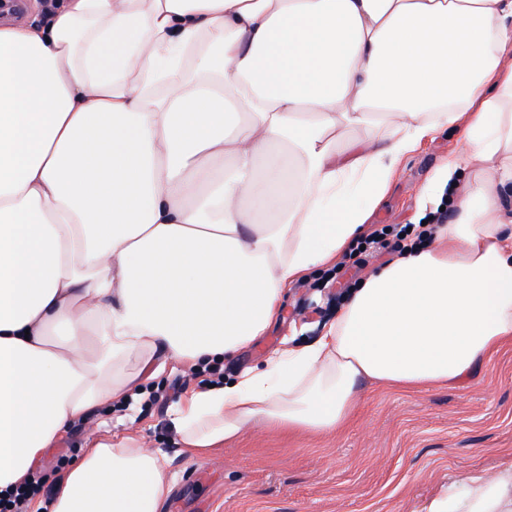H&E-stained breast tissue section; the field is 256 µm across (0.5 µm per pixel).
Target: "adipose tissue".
<instances>
[{"label": "adipose tissue", "instance_id": "adipose-tissue-1", "mask_svg": "<svg viewBox=\"0 0 512 512\" xmlns=\"http://www.w3.org/2000/svg\"><path fill=\"white\" fill-rule=\"evenodd\" d=\"M446 130L464 149L418 193L454 220L313 344L177 402L200 459L256 420L337 432L363 382H458L512 340V0H65L0 25V491L135 388L127 361L263 336ZM170 488L136 437L99 441L48 509L158 512ZM426 512H512V464Z\"/></svg>", "mask_w": 512, "mask_h": 512}]
</instances>
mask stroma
I'll list each match as a JSON object with an SVG mask.
<instances>
[{
    "instance_id": "stroma-1",
    "label": "stroma",
    "mask_w": 512,
    "mask_h": 512,
    "mask_svg": "<svg viewBox=\"0 0 512 512\" xmlns=\"http://www.w3.org/2000/svg\"><path fill=\"white\" fill-rule=\"evenodd\" d=\"M459 148L441 132L404 158L372 224H410L420 212L419 186ZM379 259L321 267L291 284L281 317L264 336L224 362L231 383L264 368L283 346L314 343L335 320L349 285L375 270ZM187 365L170 361L134 390L130 406L94 410L81 432H67L43 458L54 478L59 458L77 460L99 440L138 434L167 459L172 481L160 512H425L448 486L471 473L493 475L512 463V343L476 367L469 380L417 392L363 385L354 415L337 434L288 433L261 424L209 450L185 453L170 404L148 405L149 390L182 378Z\"/></svg>"
}]
</instances>
